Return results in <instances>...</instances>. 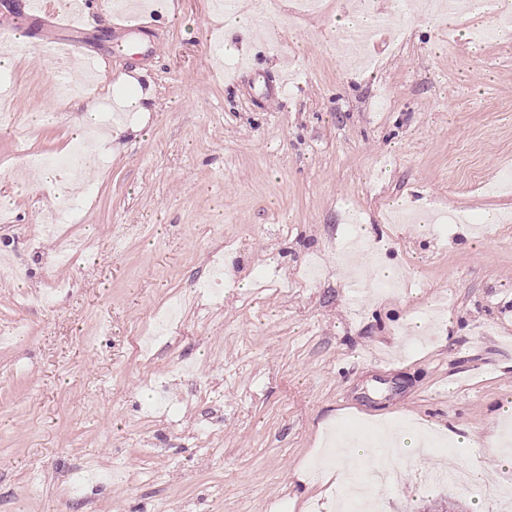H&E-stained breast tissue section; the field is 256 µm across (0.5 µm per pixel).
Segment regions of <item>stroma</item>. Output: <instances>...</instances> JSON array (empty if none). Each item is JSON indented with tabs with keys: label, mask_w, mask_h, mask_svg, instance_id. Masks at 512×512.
<instances>
[{
	"label": "stroma",
	"mask_w": 512,
	"mask_h": 512,
	"mask_svg": "<svg viewBox=\"0 0 512 512\" xmlns=\"http://www.w3.org/2000/svg\"><path fill=\"white\" fill-rule=\"evenodd\" d=\"M176 2L126 28L104 24L102 0L63 27L0 0V27L103 67L86 104L101 129L117 113L128 128L93 155L89 197L19 192L21 152L67 154L75 114L48 62L0 70V197L12 200L0 255L25 273L0 280V512H72L85 468L112 476L84 488L87 512H336L357 493L314 481L313 462L334 467L331 436L413 421L481 440L512 400V223L389 220L398 201L512 214V42L483 36L497 10H476L462 35L447 13L363 0L393 22L359 57L331 35L346 0L312 13L239 0L247 20L229 37L225 0ZM137 85L151 111H124ZM62 203L74 223L46 231ZM360 224L404 288L369 277L354 295L340 259ZM61 234L76 247L65 266ZM216 258L231 279L219 295L201 286ZM178 295L171 341L135 353ZM425 316L431 330L405 344ZM167 396L181 407L147 422ZM456 455L483 483L457 492L437 454L420 456L398 486L373 489L378 512H478L506 452Z\"/></svg>",
	"instance_id": "stroma-1"
}]
</instances>
